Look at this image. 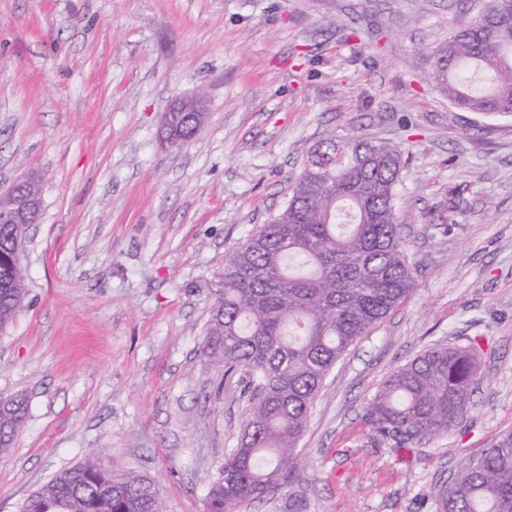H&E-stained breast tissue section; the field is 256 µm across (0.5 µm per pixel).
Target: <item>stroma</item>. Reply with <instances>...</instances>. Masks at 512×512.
I'll list each match as a JSON object with an SVG mask.
<instances>
[{
  "mask_svg": "<svg viewBox=\"0 0 512 512\" xmlns=\"http://www.w3.org/2000/svg\"><path fill=\"white\" fill-rule=\"evenodd\" d=\"M475 0H0V193L37 179L28 294L0 329V398L27 418L0 512L97 452L205 512L237 444L243 374L200 343L229 250L285 206L306 151L356 130L397 146L417 286L318 394L292 487L239 512H435L439 484L512 430V117L465 112L432 54ZM358 37H350L351 29ZM204 92L199 136L163 118ZM482 337L467 419L419 448L369 439L379 383L436 343ZM193 113L190 118H186V122L193 126L196 124V131H199L203 124L201 122V114L205 112L203 99L198 95L192 98H185L178 100L166 113L164 118V136L163 142L166 148L171 150H177L181 138L180 132L185 129L184 126H180L178 133L172 130L170 126L171 115L170 113Z\"/></svg>",
  "mask_w": 512,
  "mask_h": 512,
  "instance_id": "stroma-1",
  "label": "stroma"
}]
</instances>
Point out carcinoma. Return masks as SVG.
Returning a JSON list of instances; mask_svg holds the SVG:
<instances>
[{"label":"carcinoma","instance_id":"obj_1","mask_svg":"<svg viewBox=\"0 0 512 512\" xmlns=\"http://www.w3.org/2000/svg\"><path fill=\"white\" fill-rule=\"evenodd\" d=\"M434 77L453 105L512 116V3L489 0L449 29ZM398 147L358 131L307 150L288 203L229 252L201 342L205 363L244 371L255 387L237 445L206 490V512H236L299 474L298 445L331 370L416 285L396 201ZM25 233L0 224V255ZM26 278L0 264V327L15 319ZM479 337L436 344L396 368L365 407L370 437L394 448L447 436L467 418ZM24 398L0 399V457L25 422ZM20 512H167L154 483L117 474L96 455L33 490ZM436 512H512V431L499 435L436 492Z\"/></svg>","mask_w":512,"mask_h":512}]
</instances>
